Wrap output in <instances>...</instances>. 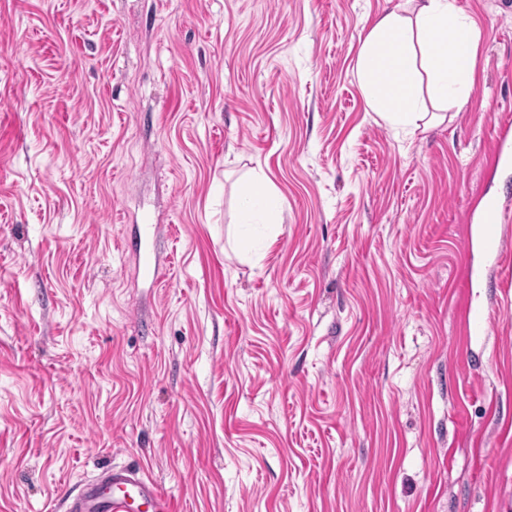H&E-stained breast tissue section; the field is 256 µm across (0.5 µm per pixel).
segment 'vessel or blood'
<instances>
[{
    "mask_svg": "<svg viewBox=\"0 0 512 512\" xmlns=\"http://www.w3.org/2000/svg\"><path fill=\"white\" fill-rule=\"evenodd\" d=\"M500 211L497 202L483 207L478 236L485 253L500 256L507 243L499 231ZM138 268L144 279H156L159 261L154 246L138 239L135 245ZM67 512H132L136 503L148 504L152 512H173L170 499L143 472L132 468H111L99 479L87 482L79 493L68 496Z\"/></svg>",
    "mask_w": 512,
    "mask_h": 512,
    "instance_id": "obj_1",
    "label": "vessel or blood"
}]
</instances>
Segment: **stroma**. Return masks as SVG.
Listing matches in <instances>:
<instances>
[{
    "label": "stroma",
    "instance_id": "35a3bbf8",
    "mask_svg": "<svg viewBox=\"0 0 512 512\" xmlns=\"http://www.w3.org/2000/svg\"><path fill=\"white\" fill-rule=\"evenodd\" d=\"M458 3L476 82L408 142L357 76L388 0H0V512L111 467L174 512H512L473 236L493 200L512 242V0ZM135 255L142 277L147 280H156L159 271L157 253L154 246L148 243L146 237L142 239L141 234H139L135 245Z\"/></svg>",
    "mask_w": 512,
    "mask_h": 512
}]
</instances>
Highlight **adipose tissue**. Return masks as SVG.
Segmentation results:
<instances>
[{"instance_id": "adipose-tissue-1", "label": "adipose tissue", "mask_w": 512, "mask_h": 512, "mask_svg": "<svg viewBox=\"0 0 512 512\" xmlns=\"http://www.w3.org/2000/svg\"><path fill=\"white\" fill-rule=\"evenodd\" d=\"M479 41V28L457 0H396L375 19L358 54L370 110L406 138L434 127L437 109L466 103Z\"/></svg>"}]
</instances>
